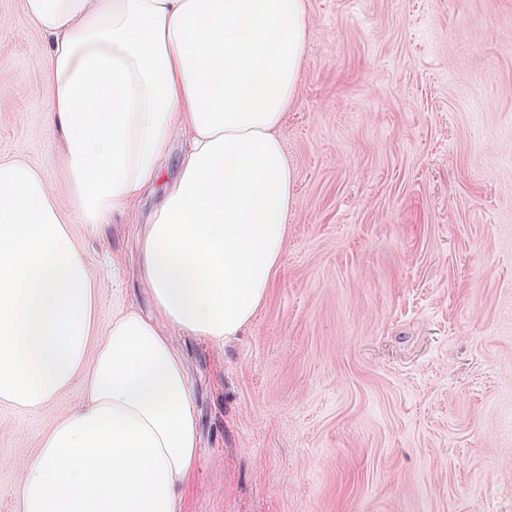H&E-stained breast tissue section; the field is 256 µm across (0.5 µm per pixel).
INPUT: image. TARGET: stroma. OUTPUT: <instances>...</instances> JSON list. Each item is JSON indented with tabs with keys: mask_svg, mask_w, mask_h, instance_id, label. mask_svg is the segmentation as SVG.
Listing matches in <instances>:
<instances>
[{
	"mask_svg": "<svg viewBox=\"0 0 512 512\" xmlns=\"http://www.w3.org/2000/svg\"><path fill=\"white\" fill-rule=\"evenodd\" d=\"M283 139L288 245L266 304L224 346L176 339L200 462L179 512H512V0H306ZM46 45L0 0V159L68 187L48 123ZM161 184L104 238L69 228L98 332L148 309L135 263ZM84 400L0 403V512L16 457Z\"/></svg>",
	"mask_w": 512,
	"mask_h": 512,
	"instance_id": "1",
	"label": "stroma"
}]
</instances>
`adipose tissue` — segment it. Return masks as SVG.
<instances>
[{"mask_svg": "<svg viewBox=\"0 0 512 512\" xmlns=\"http://www.w3.org/2000/svg\"><path fill=\"white\" fill-rule=\"evenodd\" d=\"M23 12L47 43L69 202L31 165L0 160V402L34 411L77 379L85 398L23 457L19 512H178L199 435L174 336H239L280 270L294 184L281 131L306 0H23ZM182 137L139 239L154 313L117 309L96 337L105 282L66 207L104 236Z\"/></svg>", "mask_w": 512, "mask_h": 512, "instance_id": "adipose-tissue-1", "label": "adipose tissue"}]
</instances>
